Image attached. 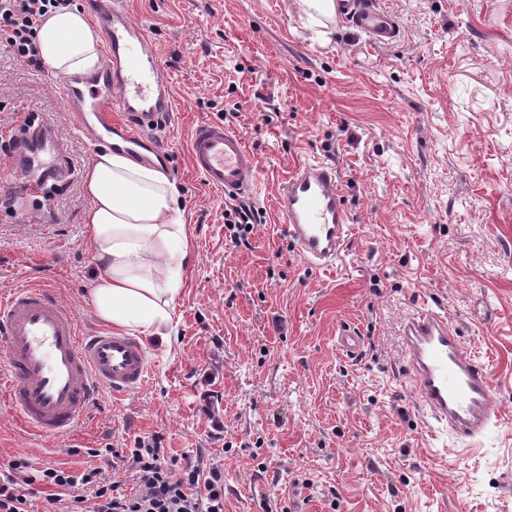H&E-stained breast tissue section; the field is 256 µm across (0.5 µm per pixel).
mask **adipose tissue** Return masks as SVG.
<instances>
[{
	"mask_svg": "<svg viewBox=\"0 0 512 512\" xmlns=\"http://www.w3.org/2000/svg\"><path fill=\"white\" fill-rule=\"evenodd\" d=\"M36 44L53 73L86 74L100 65L101 34L75 8L51 13L37 30ZM86 191L97 318L127 333L168 340L190 253L174 180L161 167L110 150L93 161Z\"/></svg>",
	"mask_w": 512,
	"mask_h": 512,
	"instance_id": "ef3b65f1",
	"label": "adipose tissue"
}]
</instances>
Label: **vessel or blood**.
<instances>
[{
    "label": "vessel or blood",
    "mask_w": 512,
    "mask_h": 512,
    "mask_svg": "<svg viewBox=\"0 0 512 512\" xmlns=\"http://www.w3.org/2000/svg\"><path fill=\"white\" fill-rule=\"evenodd\" d=\"M105 36V59L96 71L65 78L63 97L89 149L122 148L138 160H165L157 134L175 110L169 82L147 27L131 22L127 0H93ZM339 13L376 43L398 32L375 0H339ZM70 147L44 120L30 125L13 155V166L41 171L59 181L76 176ZM194 170L225 198L253 195L258 166L240 132L218 122L195 126L189 140ZM274 207L289 243L312 270L341 260L353 222L335 165L299 161L279 184ZM402 380L425 423L475 446L502 418L492 395L487 365L451 327L445 314L421 304L403 330ZM0 359L5 392L34 433L75 431L80 415L110 391L130 396L142 390L150 365L144 344L110 328L81 332L74 312L54 291L21 286L0 299Z\"/></svg>",
    "instance_id": "b4317fda"
}]
</instances>
